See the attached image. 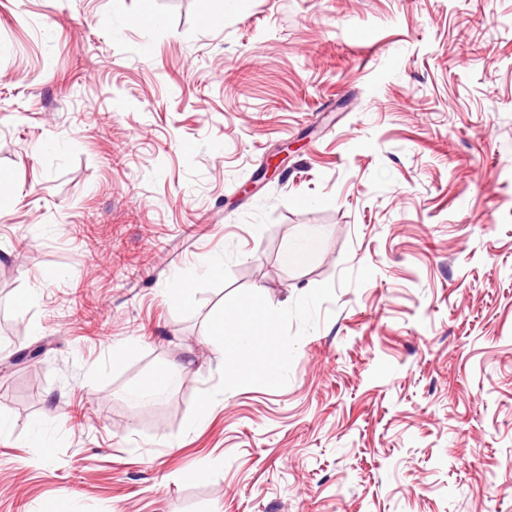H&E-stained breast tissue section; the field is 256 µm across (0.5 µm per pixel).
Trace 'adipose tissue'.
Returning a JSON list of instances; mask_svg holds the SVG:
<instances>
[{
    "mask_svg": "<svg viewBox=\"0 0 512 512\" xmlns=\"http://www.w3.org/2000/svg\"><path fill=\"white\" fill-rule=\"evenodd\" d=\"M271 326L270 318L256 309L241 314L233 324H215L217 353L232 368L234 385L250 383L258 370L266 378L276 377L278 364L287 360L288 348L271 335Z\"/></svg>",
    "mask_w": 512,
    "mask_h": 512,
    "instance_id": "adipose-tissue-1",
    "label": "adipose tissue"
}]
</instances>
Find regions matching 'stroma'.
<instances>
[{
  "label": "stroma",
  "mask_w": 512,
  "mask_h": 512,
  "mask_svg": "<svg viewBox=\"0 0 512 512\" xmlns=\"http://www.w3.org/2000/svg\"><path fill=\"white\" fill-rule=\"evenodd\" d=\"M215 7L0 0V512H512V0ZM321 249V240L315 236L301 238L283 256L287 265H299L310 260ZM271 326L270 318L256 309L241 314L233 324L224 323V317L215 324L214 334L221 362L232 369L243 362L251 366L250 369L233 371L231 382L234 385L250 383L255 368L260 369L268 380H275L278 364L288 360V346L279 343L269 333ZM182 371L181 366L170 365L160 371L152 372L127 390L126 397L136 404L144 402L147 398L174 387Z\"/></svg>",
  "instance_id": "1"
}]
</instances>
